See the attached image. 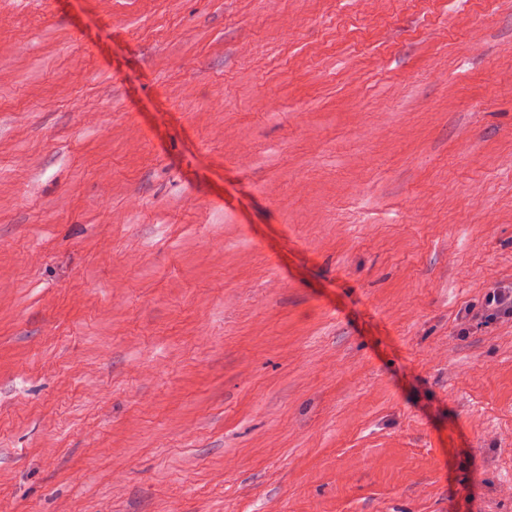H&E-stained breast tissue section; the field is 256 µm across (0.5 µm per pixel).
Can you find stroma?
<instances>
[{
	"instance_id": "1",
	"label": "stroma",
	"mask_w": 512,
	"mask_h": 512,
	"mask_svg": "<svg viewBox=\"0 0 512 512\" xmlns=\"http://www.w3.org/2000/svg\"><path fill=\"white\" fill-rule=\"evenodd\" d=\"M512 0H0V512H512ZM512 288V287H511ZM494 288L486 295L487 307L496 314L511 316L512 314V289Z\"/></svg>"
}]
</instances>
